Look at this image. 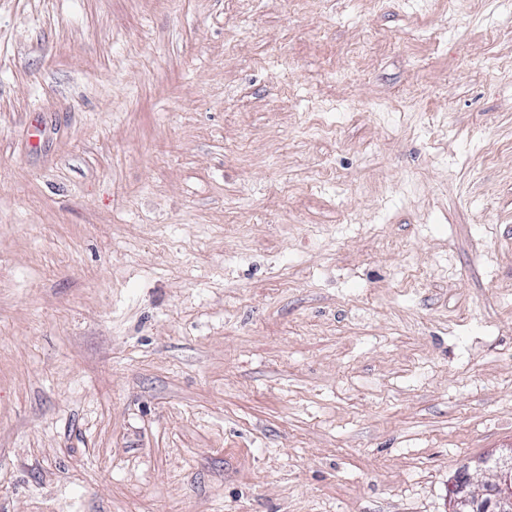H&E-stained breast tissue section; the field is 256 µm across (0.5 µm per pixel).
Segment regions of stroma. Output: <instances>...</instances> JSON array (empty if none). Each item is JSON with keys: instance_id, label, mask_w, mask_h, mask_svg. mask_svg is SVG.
I'll return each mask as SVG.
<instances>
[{"instance_id": "35a3bbf8", "label": "stroma", "mask_w": 512, "mask_h": 512, "mask_svg": "<svg viewBox=\"0 0 512 512\" xmlns=\"http://www.w3.org/2000/svg\"><path fill=\"white\" fill-rule=\"evenodd\" d=\"M512 446V0H0V512H449Z\"/></svg>"}]
</instances>
